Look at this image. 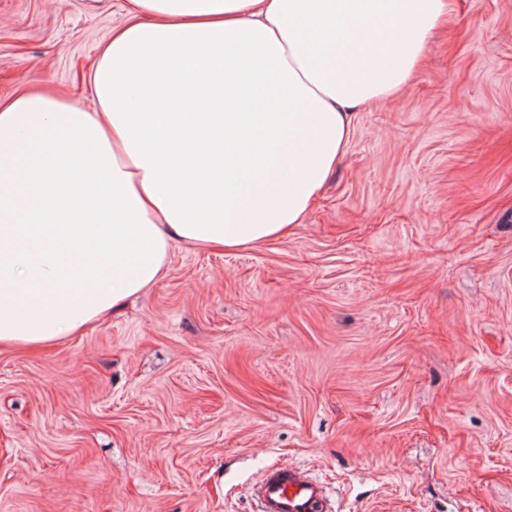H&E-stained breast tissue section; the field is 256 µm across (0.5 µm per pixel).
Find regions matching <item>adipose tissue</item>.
<instances>
[{"label":"adipose tissue","mask_w":512,"mask_h":512,"mask_svg":"<svg viewBox=\"0 0 512 512\" xmlns=\"http://www.w3.org/2000/svg\"><path fill=\"white\" fill-rule=\"evenodd\" d=\"M452 0H127L94 105L0 102V343L74 334L162 277L174 241L302 223L356 112L398 94Z\"/></svg>","instance_id":"adipose-tissue-1"}]
</instances>
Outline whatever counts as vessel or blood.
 <instances>
[{
	"label": "vessel or blood",
	"instance_id": "obj_1",
	"mask_svg": "<svg viewBox=\"0 0 512 512\" xmlns=\"http://www.w3.org/2000/svg\"><path fill=\"white\" fill-rule=\"evenodd\" d=\"M258 512H328L321 483L297 466L274 465L264 471L253 488Z\"/></svg>",
	"mask_w": 512,
	"mask_h": 512
}]
</instances>
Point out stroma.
I'll return each instance as SVG.
<instances>
[{"label": "stroma", "instance_id": "stroma-1", "mask_svg": "<svg viewBox=\"0 0 512 512\" xmlns=\"http://www.w3.org/2000/svg\"><path fill=\"white\" fill-rule=\"evenodd\" d=\"M124 14L0 0V99L91 105ZM275 463L332 512H512V0H454L286 236L0 348V512H256Z\"/></svg>", "mask_w": 512, "mask_h": 512}]
</instances>
